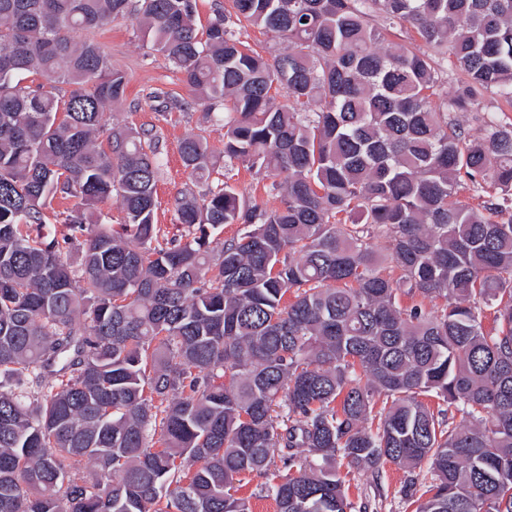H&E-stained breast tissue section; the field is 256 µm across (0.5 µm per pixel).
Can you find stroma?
<instances>
[{"label": "stroma", "instance_id": "35a3bbf8", "mask_svg": "<svg viewBox=\"0 0 512 512\" xmlns=\"http://www.w3.org/2000/svg\"><path fill=\"white\" fill-rule=\"evenodd\" d=\"M114 66L125 71L128 78L125 100L112 106L114 125L123 127H157L165 170L158 184L157 221L168 235H181L184 229L176 224L172 202L186 188L200 182L197 174L183 167L179 157L181 139L189 133L206 137L216 157L224 155V131L220 126L204 122L201 113L171 110L166 119H158L154 107L147 99L149 92L162 90L170 95L186 97L187 91L178 81L166 60L150 50L134 31L131 20L119 19L95 35ZM409 478L397 466H386L380 482L370 475L352 474L348 477V493L355 504H362L366 512H411L403 496Z\"/></svg>", "mask_w": 512, "mask_h": 512}]
</instances>
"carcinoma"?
<instances>
[{
    "instance_id": "cac0c4a2",
    "label": "carcinoma",
    "mask_w": 512,
    "mask_h": 512,
    "mask_svg": "<svg viewBox=\"0 0 512 512\" xmlns=\"http://www.w3.org/2000/svg\"><path fill=\"white\" fill-rule=\"evenodd\" d=\"M119 18L189 95L148 98L224 126L178 237L156 128L108 122L127 79L91 35ZM505 110L512 0H227L204 25L197 0H0V512H251L246 474L276 512H352L342 469L388 463L413 512H512ZM179 153L218 172L200 134ZM56 199L67 232L32 235ZM232 174L235 175L230 180V183L235 185L238 190L244 192L247 196L257 198V200L266 201L268 206L276 205L273 199L266 197L261 184L260 186H256L255 182L252 180L250 174L246 170L240 168V170L237 171L236 169L231 172V175ZM240 482L235 483L236 496L248 500L251 512H276L274 501L260 494V484L265 479L256 475L241 476Z\"/></svg>"
}]
</instances>
